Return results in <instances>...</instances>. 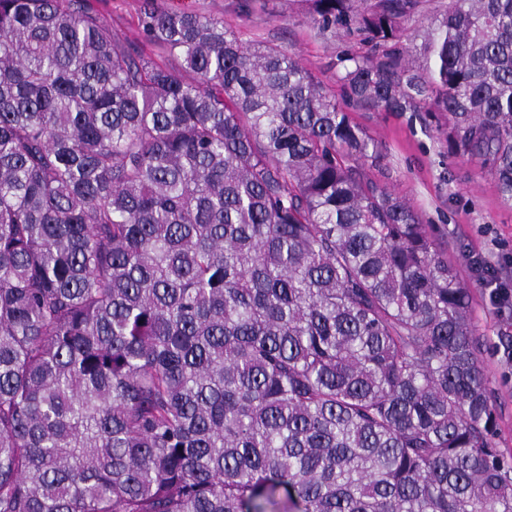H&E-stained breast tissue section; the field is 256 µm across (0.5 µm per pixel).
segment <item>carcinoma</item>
<instances>
[{
    "mask_svg": "<svg viewBox=\"0 0 512 512\" xmlns=\"http://www.w3.org/2000/svg\"><path fill=\"white\" fill-rule=\"evenodd\" d=\"M0 0V512H512L470 288L279 45ZM346 101L512 201V0H300ZM142 0H87V4L107 19L112 33L124 43H135L160 65L190 81L192 76L182 71L180 60L162 47L145 41L140 22Z\"/></svg>",
    "mask_w": 512,
    "mask_h": 512,
    "instance_id": "obj_1",
    "label": "carcinoma"
}]
</instances>
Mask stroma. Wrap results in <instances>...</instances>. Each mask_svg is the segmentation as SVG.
Listing matches in <instances>:
<instances>
[{
  "label": "stroma",
  "mask_w": 512,
  "mask_h": 512,
  "mask_svg": "<svg viewBox=\"0 0 512 512\" xmlns=\"http://www.w3.org/2000/svg\"><path fill=\"white\" fill-rule=\"evenodd\" d=\"M262 0H156L164 10H187L223 20L246 45L278 44L301 65L341 94L339 55L358 53V40L320 33L297 9L261 10ZM107 19L122 42L143 46L160 65L180 71V61L162 47L146 43L140 22L141 0H87ZM352 120L374 138L381 151L366 171L411 204L422 223L431 225L443 255L472 286V321L496 409L499 448L512 455V363L503 352L512 343V317L496 314L479 286L473 259L486 254L512 263V203L503 200L495 179L469 157L448 153L423 112L349 110Z\"/></svg>",
  "instance_id": "35a3bbf8"
}]
</instances>
